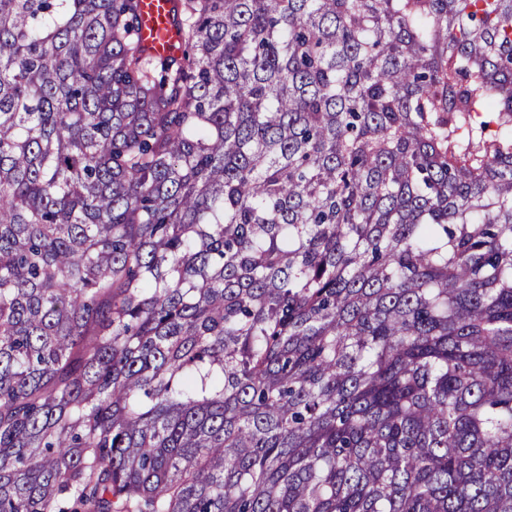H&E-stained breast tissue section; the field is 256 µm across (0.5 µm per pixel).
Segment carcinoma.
Instances as JSON below:
<instances>
[{
  "label": "carcinoma",
  "instance_id": "cac0c4a2",
  "mask_svg": "<svg viewBox=\"0 0 512 512\" xmlns=\"http://www.w3.org/2000/svg\"><path fill=\"white\" fill-rule=\"evenodd\" d=\"M173 15L0 0V512H512V0ZM172 0L141 1V36L153 54H170L175 50L178 37L172 24Z\"/></svg>",
  "mask_w": 512,
  "mask_h": 512
}]
</instances>
